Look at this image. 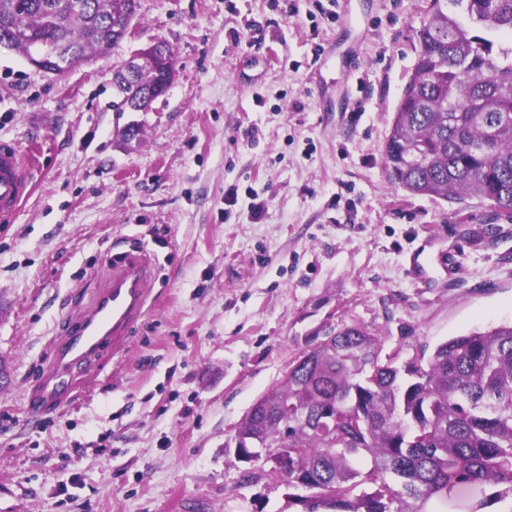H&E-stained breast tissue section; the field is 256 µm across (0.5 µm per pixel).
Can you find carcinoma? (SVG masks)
Segmentation results:
<instances>
[{"instance_id": "obj_1", "label": "carcinoma", "mask_w": 512, "mask_h": 512, "mask_svg": "<svg viewBox=\"0 0 512 512\" xmlns=\"http://www.w3.org/2000/svg\"><path fill=\"white\" fill-rule=\"evenodd\" d=\"M0 0V45L12 28L60 50L63 73L125 39L138 0ZM413 76L395 110L385 171L419 195L476 196L512 222V0H428ZM175 73L172 49L140 71L153 103L155 72ZM358 325L313 340L242 420L243 453H284L303 512H428L456 506L458 489L483 512L512 499V322L471 331L403 361ZM303 410L284 426L283 402ZM263 442L265 448L257 447ZM492 493L485 494L486 490Z\"/></svg>"}]
</instances>
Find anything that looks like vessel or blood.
I'll use <instances>...</instances> for the list:
<instances>
[{
	"label": "vessel or blood",
	"mask_w": 512,
	"mask_h": 512,
	"mask_svg": "<svg viewBox=\"0 0 512 512\" xmlns=\"http://www.w3.org/2000/svg\"><path fill=\"white\" fill-rule=\"evenodd\" d=\"M32 179L17 147L0 144V220L17 214L30 195ZM156 279V263L141 245L113 258L112 274L92 305L68 316L65 330L51 343L50 362L27 394V408L44 416L84 398L103 374L104 351L122 359L135 325L144 316Z\"/></svg>",
	"instance_id": "obj_1"
}]
</instances>
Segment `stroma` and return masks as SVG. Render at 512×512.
Returning a JSON list of instances; mask_svg holds the SVG:
<instances>
[{
  "mask_svg": "<svg viewBox=\"0 0 512 512\" xmlns=\"http://www.w3.org/2000/svg\"><path fill=\"white\" fill-rule=\"evenodd\" d=\"M424 7L139 0L135 39L61 75L0 46V143L33 173L0 222V512H300L233 436L315 337L358 325L406 358L512 321V224L384 169ZM159 40L171 87L114 111V66ZM116 239L154 254L152 305L83 400L28 418Z\"/></svg>",
  "mask_w": 512,
  "mask_h": 512,
  "instance_id": "35a3bbf8",
  "label": "stroma"
}]
</instances>
